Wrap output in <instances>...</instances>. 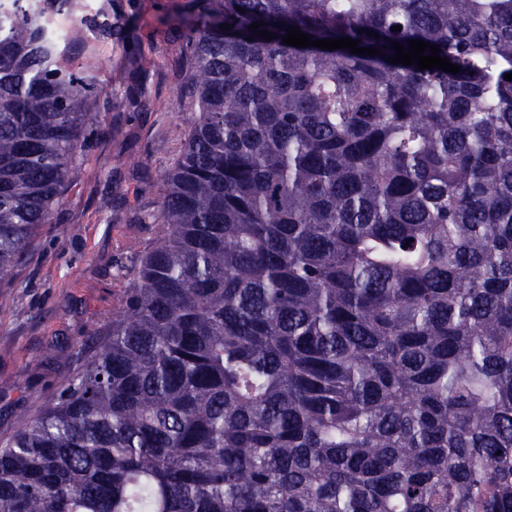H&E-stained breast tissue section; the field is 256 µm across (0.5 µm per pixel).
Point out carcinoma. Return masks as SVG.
Instances as JSON below:
<instances>
[{"label":"carcinoma","instance_id":"carcinoma-1","mask_svg":"<svg viewBox=\"0 0 512 512\" xmlns=\"http://www.w3.org/2000/svg\"><path fill=\"white\" fill-rule=\"evenodd\" d=\"M11 2L0 282L96 132L92 77ZM194 16L162 232L107 338L0 438V512H512V0ZM293 26L383 55L288 46ZM418 39L461 72L386 61Z\"/></svg>","mask_w":512,"mask_h":512}]
</instances>
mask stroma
Wrapping results in <instances>:
<instances>
[{"mask_svg": "<svg viewBox=\"0 0 512 512\" xmlns=\"http://www.w3.org/2000/svg\"><path fill=\"white\" fill-rule=\"evenodd\" d=\"M49 29L88 22L66 59L93 76L100 126L65 184L61 221L44 228L11 282L0 285V436L23 410H39L67 375L69 342L104 331L125 271L161 233L144 217L160 177L180 154L196 114L182 47L191 0H42Z\"/></svg>", "mask_w": 512, "mask_h": 512, "instance_id": "35a3bbf8", "label": "stroma"}]
</instances>
